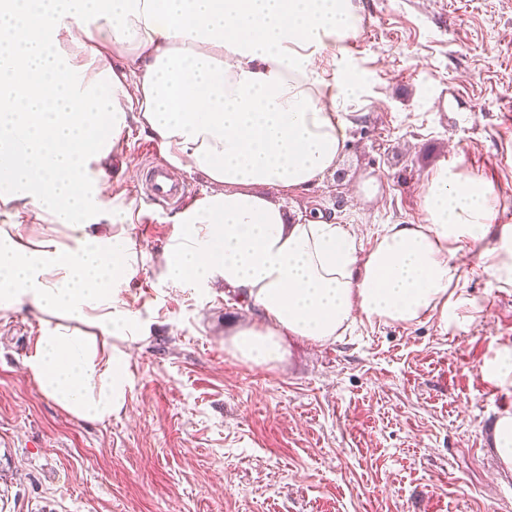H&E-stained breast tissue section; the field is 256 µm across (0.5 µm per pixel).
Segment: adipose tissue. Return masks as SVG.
<instances>
[{
	"mask_svg": "<svg viewBox=\"0 0 512 512\" xmlns=\"http://www.w3.org/2000/svg\"><path fill=\"white\" fill-rule=\"evenodd\" d=\"M351 0H0V317L41 316L27 373L78 419L126 405L137 323L113 304L135 272V242L98 233L112 156L136 121L171 169L210 194L180 213L168 276L247 296L260 320L230 338L235 357L282 359L283 341L326 342L356 317L413 324L453 308L458 252L512 285V226L499 196L462 165L422 190L423 221L391 224L360 252L351 227L289 220L265 187L308 188L334 167L348 121L330 84V45L349 36ZM70 230L33 243L11 221ZM497 244L486 247L488 237Z\"/></svg>",
	"mask_w": 512,
	"mask_h": 512,
	"instance_id": "1",
	"label": "adipose tissue"
}]
</instances>
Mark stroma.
Masks as SVG:
<instances>
[{
	"label": "stroma",
	"instance_id": "35a3bbf8",
	"mask_svg": "<svg viewBox=\"0 0 512 512\" xmlns=\"http://www.w3.org/2000/svg\"><path fill=\"white\" fill-rule=\"evenodd\" d=\"M359 17L330 73L356 76L335 167L310 188L265 193L292 217L353 225L362 249L422 221L425 177L463 163L500 194L512 225V0H353ZM112 198L138 202L148 134L130 125ZM158 207L126 233L136 272L118 300L138 318L130 399L112 420L76 419L27 373L41 321L0 317V512H512V473L489 434L512 385L483 369L512 347V286L463 256L469 316L355 320L328 342L286 338L256 366L227 346L258 321L220 288L172 283L180 236Z\"/></svg>",
	"mask_w": 512,
	"mask_h": 512
}]
</instances>
